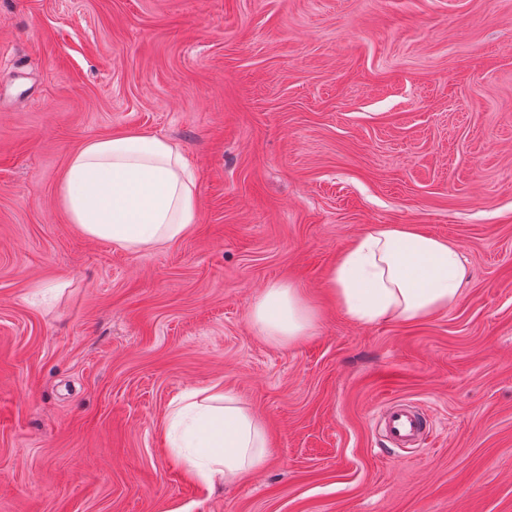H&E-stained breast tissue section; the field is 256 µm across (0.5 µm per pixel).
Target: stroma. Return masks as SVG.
I'll list each match as a JSON object with an SVG mask.
<instances>
[{"label":"stroma","mask_w":512,"mask_h":512,"mask_svg":"<svg viewBox=\"0 0 512 512\" xmlns=\"http://www.w3.org/2000/svg\"><path fill=\"white\" fill-rule=\"evenodd\" d=\"M176 142L183 239L129 252L70 224L85 141ZM375 224L458 247L460 302L362 324L331 265ZM300 288L317 333L250 309ZM223 384L268 463L207 488L166 440ZM424 406L433 443L373 413ZM0 512H512V0H0ZM320 316L300 288L287 282L270 283L255 298L250 320L263 339L293 345L312 336ZM377 425L396 448H417L431 433L426 416L416 406L388 401L378 411Z\"/></svg>","instance_id":"obj_1"}]
</instances>
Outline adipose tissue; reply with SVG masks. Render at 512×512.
Instances as JSON below:
<instances>
[{
    "mask_svg": "<svg viewBox=\"0 0 512 512\" xmlns=\"http://www.w3.org/2000/svg\"><path fill=\"white\" fill-rule=\"evenodd\" d=\"M58 198L86 236L132 252L180 240L199 218L196 180L178 147L125 131L91 138L73 153ZM465 274L448 239L414 224H376L333 264L328 292L353 320L413 322L457 305ZM319 319L300 288L287 282L270 283L250 311L253 327L275 345L313 335ZM167 431L185 470L207 485L241 482L270 455L263 422L217 385L176 398Z\"/></svg>",
    "mask_w": 512,
    "mask_h": 512,
    "instance_id": "ef3b65f1",
    "label": "adipose tissue"
}]
</instances>
